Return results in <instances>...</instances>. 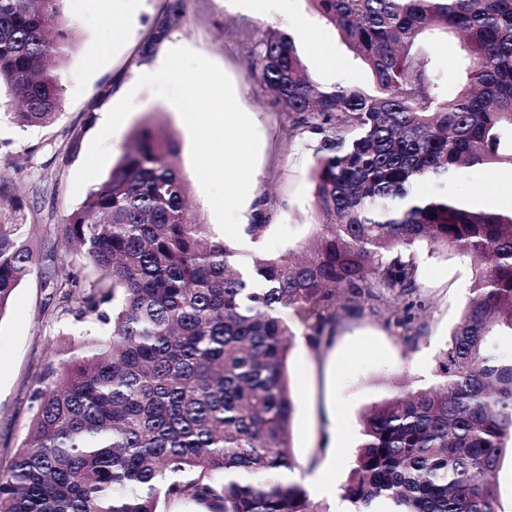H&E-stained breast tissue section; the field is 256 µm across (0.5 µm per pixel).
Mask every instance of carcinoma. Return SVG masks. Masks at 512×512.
I'll list each match as a JSON object with an SVG mask.
<instances>
[{
	"instance_id": "1",
	"label": "carcinoma",
	"mask_w": 512,
	"mask_h": 512,
	"mask_svg": "<svg viewBox=\"0 0 512 512\" xmlns=\"http://www.w3.org/2000/svg\"><path fill=\"white\" fill-rule=\"evenodd\" d=\"M64 0H0V87L21 126L61 103L72 27ZM371 70L375 91L313 88L296 41L276 31L248 63L320 136L306 256L243 254L187 209L173 134L146 121L107 179L56 225L101 271L80 288L54 242L28 244L26 204L0 181V317L21 281L48 270L58 308L111 325L39 381L22 449L0 473V512H324L293 478L295 338L320 351L353 307L391 321L415 288V248L478 269L436 380H398L360 417L341 498L352 512H499L494 478L512 447V212L474 208L424 184L473 167L512 168V0H310ZM455 35L468 76L448 98L421 49Z\"/></svg>"
}]
</instances>
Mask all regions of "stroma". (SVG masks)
<instances>
[{"mask_svg":"<svg viewBox=\"0 0 512 512\" xmlns=\"http://www.w3.org/2000/svg\"><path fill=\"white\" fill-rule=\"evenodd\" d=\"M63 16L74 25L73 47L63 60L65 81L61 107L48 124L19 127L0 118V177L13 181L27 207L30 244L40 249L54 225L79 207L96 181L74 190L75 175L101 116L128 92L135 107L107 141L110 161L127 147V136L142 120H150L176 138L178 166L188 181L192 213L207 224L213 239H223L215 214L193 170L191 137L176 108L151 89H136L143 66L183 46L215 62L230 78L239 106L248 112L260 148L245 210L260 206L266 231L260 237L242 233L237 250L281 255L298 251L320 217L314 207L311 178L319 135L291 131L292 114L275 101L258 76L248 73L254 46L271 31L292 33L301 61L314 85L370 91L371 71L358 59L337 27L323 19L310 0H251L250 10L232 0H65ZM422 52L438 75L443 92L452 93L465 80V66L455 41L446 34L425 38ZM512 169L465 170L448 188L452 195L488 197L493 207L512 209L505 184ZM418 286L405 325L386 324L367 311L353 313L338 326L331 341L312 351L295 337L286 372L297 395L292 448L301 466L310 458L325 460L328 427H335L336 470L318 485L311 476L303 484L311 499L334 504L353 464L359 443V416L368 405L392 392L391 382L407 376L417 386L431 385L448 334L469 300L475 263L467 256L417 250ZM84 324L57 310L50 289L34 272L15 289L8 311L0 317V471L19 451L37 406L38 381L59 367L77 343Z\"/></svg>","mask_w":512,"mask_h":512,"instance_id":"35a3bbf8","label":"stroma"}]
</instances>
